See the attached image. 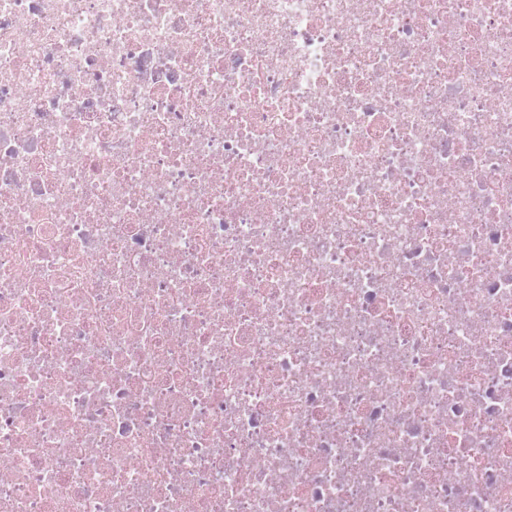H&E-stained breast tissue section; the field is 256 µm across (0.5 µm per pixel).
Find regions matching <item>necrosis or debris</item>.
Masks as SVG:
<instances>
[{
	"instance_id": "4bbe7bcc",
	"label": "necrosis or debris",
	"mask_w": 512,
	"mask_h": 512,
	"mask_svg": "<svg viewBox=\"0 0 512 512\" xmlns=\"http://www.w3.org/2000/svg\"><path fill=\"white\" fill-rule=\"evenodd\" d=\"M0 512H512V0H0Z\"/></svg>"
}]
</instances>
